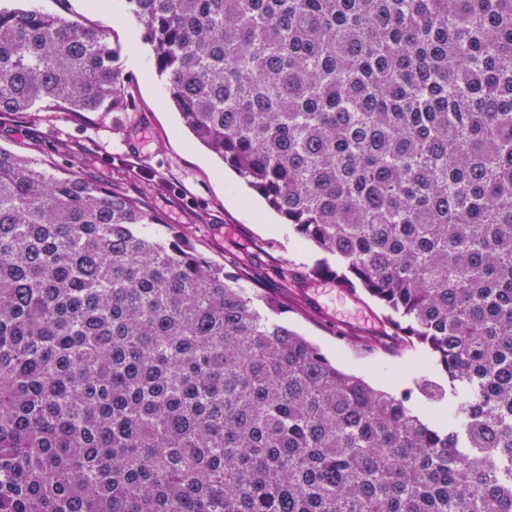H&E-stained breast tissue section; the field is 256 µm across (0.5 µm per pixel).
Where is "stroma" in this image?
<instances>
[{
  "mask_svg": "<svg viewBox=\"0 0 512 512\" xmlns=\"http://www.w3.org/2000/svg\"><path fill=\"white\" fill-rule=\"evenodd\" d=\"M41 11L105 27L131 80L128 104L71 116L22 112L0 117V146L79 171L146 205L215 264L239 270L245 287L275 296L280 320L336 365L393 393L420 377L445 376L365 291L339 287L319 271L324 256L266 208L243 181L199 146L167 101L125 0H30Z\"/></svg>",
  "mask_w": 512,
  "mask_h": 512,
  "instance_id": "obj_1",
  "label": "stroma"
}]
</instances>
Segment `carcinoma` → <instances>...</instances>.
<instances>
[{
  "instance_id": "cac0c4a2",
  "label": "carcinoma",
  "mask_w": 512,
  "mask_h": 512,
  "mask_svg": "<svg viewBox=\"0 0 512 512\" xmlns=\"http://www.w3.org/2000/svg\"><path fill=\"white\" fill-rule=\"evenodd\" d=\"M182 125L448 376L346 373L142 199L0 148V512H512V0H126ZM0 7V115L125 106Z\"/></svg>"
}]
</instances>
